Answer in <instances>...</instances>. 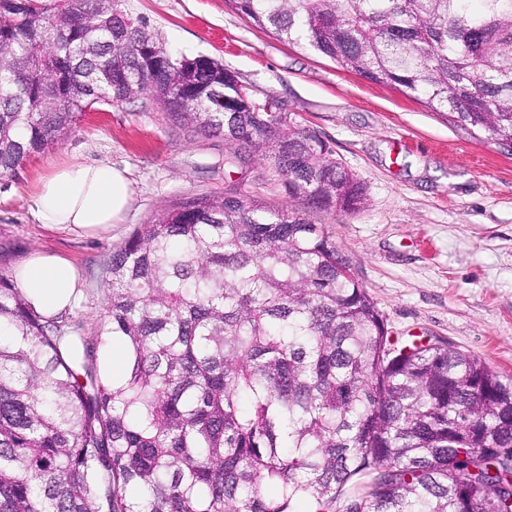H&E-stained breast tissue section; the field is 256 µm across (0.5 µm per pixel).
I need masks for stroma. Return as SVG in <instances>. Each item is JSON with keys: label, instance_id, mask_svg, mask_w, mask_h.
Masks as SVG:
<instances>
[{"label": "stroma", "instance_id": "35a3bbf8", "mask_svg": "<svg viewBox=\"0 0 512 512\" xmlns=\"http://www.w3.org/2000/svg\"><path fill=\"white\" fill-rule=\"evenodd\" d=\"M171 52L217 60L259 100L328 141L366 187L356 212L288 196L283 179L244 144L170 120L141 96L85 114L64 142L0 179V275L36 251L80 269L67 318L77 343L105 320L112 253L142 224L189 197L246 196L316 224L336 243L391 336H425L512 378V149L434 111L394 86L277 39L228 0H123ZM125 168L133 199L95 238L40 224L32 197L63 163Z\"/></svg>", "mask_w": 512, "mask_h": 512}]
</instances>
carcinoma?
<instances>
[{"instance_id": "carcinoma-1", "label": "carcinoma", "mask_w": 512, "mask_h": 512, "mask_svg": "<svg viewBox=\"0 0 512 512\" xmlns=\"http://www.w3.org/2000/svg\"><path fill=\"white\" fill-rule=\"evenodd\" d=\"M0 7V177L87 108L146 95L222 132L292 197L360 210L314 130L217 61L176 56L122 0ZM280 39L512 148V0H229ZM119 380L0 276V512H512V379L393 346L336 242L288 210L198 196L112 253Z\"/></svg>"}]
</instances>
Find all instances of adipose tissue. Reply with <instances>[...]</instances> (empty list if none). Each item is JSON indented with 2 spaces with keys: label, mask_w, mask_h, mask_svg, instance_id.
<instances>
[{
  "label": "adipose tissue",
  "mask_w": 512,
  "mask_h": 512,
  "mask_svg": "<svg viewBox=\"0 0 512 512\" xmlns=\"http://www.w3.org/2000/svg\"><path fill=\"white\" fill-rule=\"evenodd\" d=\"M132 187L126 169L107 161L57 166L33 197L40 223L96 237L111 229L128 210ZM26 302L54 316L74 306L81 277L68 259L36 252L12 270Z\"/></svg>",
  "instance_id": "1"
}]
</instances>
